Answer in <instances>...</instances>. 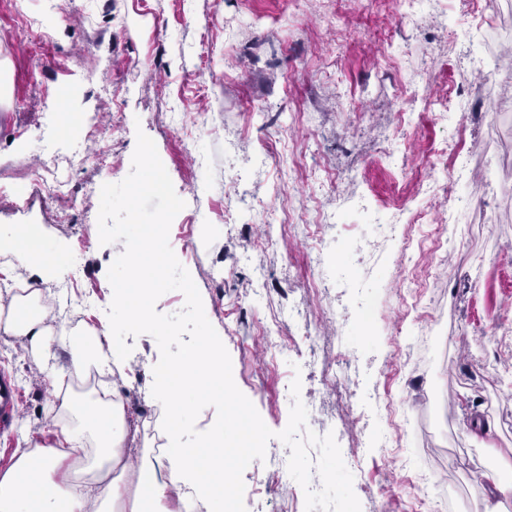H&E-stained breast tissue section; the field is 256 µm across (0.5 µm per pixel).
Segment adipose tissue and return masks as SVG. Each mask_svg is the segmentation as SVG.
Masks as SVG:
<instances>
[{"instance_id": "ef3b65f1", "label": "adipose tissue", "mask_w": 512, "mask_h": 512, "mask_svg": "<svg viewBox=\"0 0 512 512\" xmlns=\"http://www.w3.org/2000/svg\"><path fill=\"white\" fill-rule=\"evenodd\" d=\"M51 315L41 289L13 295L7 316L0 317V334L27 337L32 353L48 358ZM107 336V329L92 328L63 337L69 369H93L103 376L124 369L125 359L105 352ZM199 359L198 349H188L180 362L166 366V379L153 386L163 432L175 443L165 452L148 441L128 447L131 425L117 389L77 400L62 390L67 369L49 367L59 402L56 441L18 449L13 463L0 471V512H176L186 487L194 490L203 512H223L233 477L219 465L222 443L212 439L197 449L177 445L184 393L202 382L194 370ZM203 456L215 460V467L201 469ZM144 470L153 472L152 483H142Z\"/></svg>"}]
</instances>
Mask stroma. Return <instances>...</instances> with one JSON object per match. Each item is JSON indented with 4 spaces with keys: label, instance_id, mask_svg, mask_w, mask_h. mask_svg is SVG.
<instances>
[{
    "label": "stroma",
    "instance_id": "obj_1",
    "mask_svg": "<svg viewBox=\"0 0 512 512\" xmlns=\"http://www.w3.org/2000/svg\"><path fill=\"white\" fill-rule=\"evenodd\" d=\"M425 24L400 0H0V240L44 227L42 247L76 262L77 288L58 272L0 250V284L44 290L54 332L107 324V272L123 252L99 242L103 184L132 167L137 132L155 143L185 207L175 224L185 267L231 357L233 379L264 423L283 430L293 379L307 426L345 432L357 456L363 512H484L482 472L512 458V84L488 81L501 49L512 65V0H427ZM49 35L34 52L29 29ZM95 118L87 136L74 116ZM195 132L184 149L183 131ZM108 148L111 168L94 157ZM57 155L67 185L56 201L34 188ZM454 176L471 208L449 214ZM401 211L407 243L386 242L379 219ZM454 219L465 247L438 226ZM272 235L271 246L258 247ZM336 271L316 300L319 262ZM97 308L73 314L83 294ZM379 309L369 335L355 302ZM279 324L282 340L264 346ZM321 338L320 360L358 374L314 382L297 344L300 324ZM117 386L126 408H154L145 385L160 358L132 338ZM18 411L0 434V470L17 449L55 441L52 382L25 338L0 337ZM357 396H347V389ZM368 425L357 434L355 418ZM281 441L243 473L247 512H305L292 478L253 490L288 463Z\"/></svg>",
    "mask_w": 512,
    "mask_h": 512
}]
</instances>
